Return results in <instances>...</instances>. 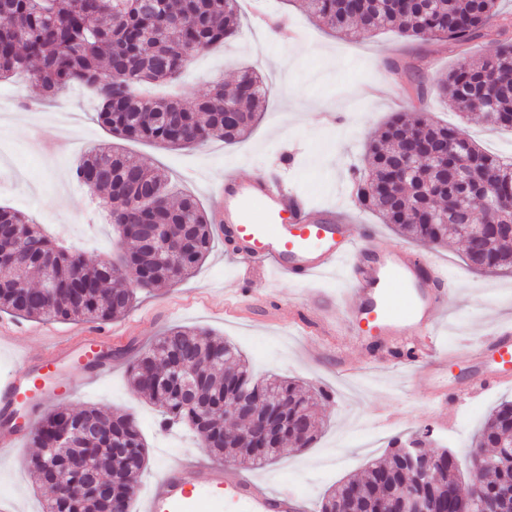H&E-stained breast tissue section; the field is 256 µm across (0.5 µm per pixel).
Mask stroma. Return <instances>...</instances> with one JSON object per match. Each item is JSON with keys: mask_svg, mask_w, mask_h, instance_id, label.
Masks as SVG:
<instances>
[{"mask_svg": "<svg viewBox=\"0 0 512 512\" xmlns=\"http://www.w3.org/2000/svg\"><path fill=\"white\" fill-rule=\"evenodd\" d=\"M298 33L283 42L269 28L243 18L242 31L249 40L226 42L197 55L181 83L185 100L208 94L213 83L231 81L242 66L258 71L268 87L266 109L260 122L239 144L214 140L190 149L162 148L145 141H127L125 151L144 164L161 169L177 189L195 195L207 212L218 200L209 187L224 173L241 176L271 168H285L292 185L318 206H339L337 186L351 169L362 164L363 143L381 123L399 112L411 111L406 87H425L423 107L433 121L463 125L469 136L488 153L512 154V130L495 128L480 113L461 119L442 102L437 79L446 72L495 53L490 40L478 39L464 47L446 41H410L386 31L376 35L341 37L316 25L296 0L285 6ZM399 72H392L391 62ZM0 206L31 216L45 234L83 253L88 261L119 259L126 246L108 210L90 198L72 179V170L85 150L112 142L98 119L91 93L75 87L51 101L25 78L0 83ZM72 114L70 127H62L59 113ZM326 112L342 114L335 126L323 124ZM291 167H283L285 157ZM448 271L456 294L441 319L440 342L449 352L475 344L496 326L512 324V272H484L471 268L465 250L449 241L432 251ZM276 310L239 312L230 294L239 289L234 260L224 241L187 279L157 291H141L134 308L124 316L104 322V329L128 336L125 356L99 383L77 388L66 401L81 408L96 404L126 411L139 420L150 461L140 477L148 485L162 460H174L202 447L188 429L175 427L162 433L158 409L129 384L127 368L135 353L170 327H200L236 344L250 360L256 378L270 375L292 378L323 389L329 395L320 408L324 427L311 447L288 451L278 461L257 469L271 488L297 491L307 488L306 512H318L327 490L335 483L362 473L385 452L391 438L414 435L433 427V449H448L456 457L463 488H470L468 467L473 435L491 409L512 400V385L466 400L450 427L437 425L440 410L432 398L433 385L403 365L364 369L363 391L343 394L341 377L332 368L340 357L363 361L358 347L339 350L329 337L308 332L299 317L307 312L315 290L333 295L344 286L340 271L300 284L268 278ZM77 321L20 319L0 313L17 348L33 353L51 341L71 336ZM30 443H22L0 457V503L16 512H42L48 489L39 487L28 473L25 460Z\"/></svg>", "mask_w": 512, "mask_h": 512, "instance_id": "1", "label": "stroma"}]
</instances>
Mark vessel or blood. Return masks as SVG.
Wrapping results in <instances>:
<instances>
[{
    "mask_svg": "<svg viewBox=\"0 0 512 512\" xmlns=\"http://www.w3.org/2000/svg\"><path fill=\"white\" fill-rule=\"evenodd\" d=\"M216 189L221 197L215 215L231 254L243 272L242 296L271 301L269 290L251 288L254 276L273 272L296 282L343 265L346 289L320 297L316 327L330 334L325 312L344 317L347 343L363 345L369 360L419 366L437 384L442 404L458 403L474 390L512 382V326L495 330L472 354L486 363L475 382L449 388L451 355L441 352L438 318L455 295L453 282L430 255L407 248L370 244L362 225L345 224L334 208L313 206L277 171L247 179L228 174ZM111 333L84 329L48 344L39 353L21 351L13 369L0 378V452L7 454L28 438L27 427L13 423L26 395L42 405L62 394L49 381L48 368L78 362L83 381L93 384L112 371L106 359L92 358L99 346H111ZM138 512H300L297 496L276 491L258 476L233 472L223 462L199 467L180 458L165 463L137 498Z\"/></svg>",
    "mask_w": 512,
    "mask_h": 512,
    "instance_id": "b4317fda",
    "label": "vessel or blood"
}]
</instances>
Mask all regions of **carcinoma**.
I'll return each mask as SVG.
<instances>
[{
	"label": "carcinoma",
	"mask_w": 512,
	"mask_h": 512,
	"mask_svg": "<svg viewBox=\"0 0 512 512\" xmlns=\"http://www.w3.org/2000/svg\"><path fill=\"white\" fill-rule=\"evenodd\" d=\"M155 14L144 13L139 0H0V81L25 73L42 91L61 93L73 86L91 90L102 124L121 140L146 141L164 147L201 146L218 138L234 143L257 120L266 96L263 78L250 68L234 84L215 83L194 102L181 96H144L150 86L171 84L193 58L217 42L238 34L240 14L234 0H156ZM305 8L331 30L346 36L393 29L400 36L445 39L458 44L491 37L494 55L440 76L437 87L460 114L477 111L475 103L489 98L484 120L512 128V19L499 14V0H305ZM112 81L102 82L104 73ZM238 104L232 121L224 103ZM408 130L430 145L454 140L461 145L459 181L447 182L433 161L418 165L409 181L385 183V174L401 165ZM367 168L357 170L356 198L376 211L383 222L433 246L448 242L450 213L475 210L496 216L487 230L488 243L478 254L466 252L468 263L481 270L512 267V159L481 150L458 128L417 115H397L380 127L366 144ZM476 161L489 172L488 187L475 199L464 192ZM78 185L90 194L105 195L112 223L133 247L121 264L89 263L48 239L24 213L0 208V225L14 224L25 243L16 266L0 267V311L21 317L103 322L129 310L137 291L151 290L189 277L214 247L212 218L191 195L172 201L168 177L129 156L120 144L94 147L78 162ZM154 191L144 210L140 194ZM163 224L155 244L142 242L140 224ZM132 385L159 408L167 426L182 423L216 457L258 467L275 459L291 444L306 448L319 422L314 408L328 400L295 380H254L233 345L199 328L168 329L135 357ZM263 399L277 411L272 436L224 431V413ZM28 460L34 479L54 489L43 512H130L141 473L148 464L136 419L97 406L52 407L32 430ZM512 441V401L495 407L473 439L493 466L481 480L491 498L512 486V453L501 444ZM435 470L421 487L433 512H449L448 488H460L458 468L448 450L433 451ZM412 480L410 461L399 441L386 457L360 478L331 489L320 512H336L339 499H351L353 512H377L393 488Z\"/></svg>",
	"instance_id": "obj_1"
}]
</instances>
